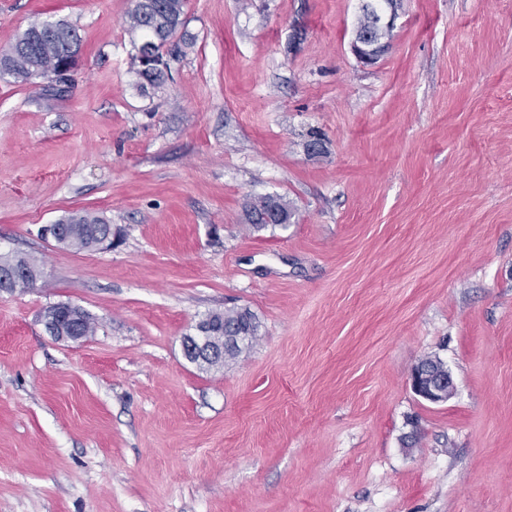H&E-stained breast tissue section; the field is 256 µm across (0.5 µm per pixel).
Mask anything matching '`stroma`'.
<instances>
[{
  "label": "stroma",
  "mask_w": 512,
  "mask_h": 512,
  "mask_svg": "<svg viewBox=\"0 0 512 512\" xmlns=\"http://www.w3.org/2000/svg\"><path fill=\"white\" fill-rule=\"evenodd\" d=\"M362 4L186 0L143 91L132 0H0V52L82 39L64 81L0 77V254L44 268L0 292V512H512V0H398L371 66ZM266 195L295 218L248 231ZM83 210L110 248L40 237ZM58 303L95 332L51 336ZM233 307L257 343L189 363ZM384 45L373 44L365 41L362 37L354 36L351 42V51L359 62L366 65H373L378 58L388 49ZM182 348L185 358L196 364L203 359H215L224 357V349H216L210 342V325L205 318L196 325L194 335L184 336ZM428 359H434L436 364H432V368L436 375H445V372L448 371V368L445 366L443 361L434 356V357H426ZM425 358V359H426ZM425 367L421 364H417L413 369L411 374V386L413 390L423 399L431 402V403H441L447 401L453 393V380L448 371V379L436 384V383H426L424 381L425 375Z\"/></svg>",
  "instance_id": "stroma-1"
}]
</instances>
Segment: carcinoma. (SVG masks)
<instances>
[{
    "label": "carcinoma",
    "instance_id": "1",
    "mask_svg": "<svg viewBox=\"0 0 512 512\" xmlns=\"http://www.w3.org/2000/svg\"><path fill=\"white\" fill-rule=\"evenodd\" d=\"M392 0H367L361 7L356 31L369 36L373 42L390 37V31H379L370 26L371 17L383 12ZM185 0H135L133 8L127 14L126 23L129 30L139 32L143 40L154 43L159 55L175 57L181 52L180 46L191 45L185 33H179L183 26ZM80 47L77 30L63 20L53 23L33 22L28 28L18 33L7 51L0 54V76L8 75L19 82H29L37 78L38 71L55 68L65 57L71 47ZM168 60L163 64L152 65L134 57L132 73L136 85L144 88L149 84L158 87L169 77ZM275 207L284 214V223L277 225L268 221L270 207ZM294 216V210L278 196L258 197L245 206V223L254 231L269 227H287ZM63 229L70 234L65 247L77 251L92 250V242L99 234H105L111 225L98 214L80 211L59 219ZM212 330L217 339L224 341L226 358L238 357L252 343L237 345L230 343L232 336H256L258 324L255 316L247 309L226 310L208 315Z\"/></svg>",
    "mask_w": 512,
    "mask_h": 512
}]
</instances>
